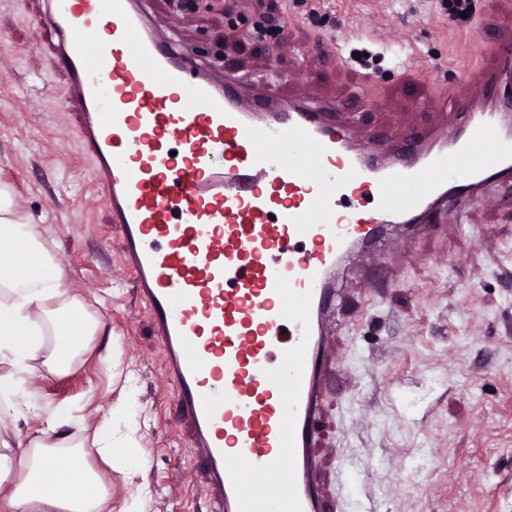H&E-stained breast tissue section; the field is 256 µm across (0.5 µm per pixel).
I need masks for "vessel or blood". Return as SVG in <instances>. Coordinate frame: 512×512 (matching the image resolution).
<instances>
[{
	"instance_id": "vessel-or-blood-1",
	"label": "vessel or blood",
	"mask_w": 512,
	"mask_h": 512,
	"mask_svg": "<svg viewBox=\"0 0 512 512\" xmlns=\"http://www.w3.org/2000/svg\"><path fill=\"white\" fill-rule=\"evenodd\" d=\"M75 137L136 276L212 512H327L318 423L336 278L381 224L499 203L512 49L436 94L449 125L367 146L341 103L241 90L148 0H40Z\"/></svg>"
}]
</instances>
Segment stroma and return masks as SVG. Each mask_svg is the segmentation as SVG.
Instances as JSON below:
<instances>
[{"label": "stroma", "instance_id": "stroma-1", "mask_svg": "<svg viewBox=\"0 0 512 512\" xmlns=\"http://www.w3.org/2000/svg\"><path fill=\"white\" fill-rule=\"evenodd\" d=\"M469 21H450L436 0H322L308 17L299 0H202L175 18L173 34L196 57H233L254 86L280 97L342 101L369 141L410 124L436 121L432 94L460 65L485 66L488 48L512 42V0H472ZM39 0H0V182L14 208L37 224L62 270L64 292L50 320L33 327L41 351L24 376L33 398L0 408V439L53 442L45 420L58 412L85 463L133 512H209L203 465L164 376L161 348L134 276L120 265L121 243L96 201L92 162L77 139L74 109L54 104L65 82L49 32L32 22ZM237 25L228 27L226 12ZM268 27L256 39L257 26ZM335 38L359 64L337 68L312 42ZM416 58L413 70L399 66ZM305 71L313 83H296ZM386 103L360 108L364 73ZM432 234L393 231L351 258L350 287L336 341L344 363L332 370L325 450L345 475L341 512H512V199L473 203L437 215ZM401 250H394L397 240ZM391 261L388 278L361 293L367 261ZM80 303L98 328L67 350L58 320ZM115 358H107V347ZM130 402L113 420L112 406ZM133 449L124 471L106 464L97 436L105 425Z\"/></svg>", "mask_w": 512, "mask_h": 512}]
</instances>
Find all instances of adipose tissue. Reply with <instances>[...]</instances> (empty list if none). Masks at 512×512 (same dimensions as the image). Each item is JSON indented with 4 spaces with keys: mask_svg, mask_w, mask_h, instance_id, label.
Returning <instances> with one entry per match:
<instances>
[{
    "mask_svg": "<svg viewBox=\"0 0 512 512\" xmlns=\"http://www.w3.org/2000/svg\"><path fill=\"white\" fill-rule=\"evenodd\" d=\"M4 242L10 249L0 251V267L11 264L18 250L30 258L21 275L22 287L0 277V363L13 367L12 372L0 374V401H9L22 389L20 371L40 351L39 342L30 337L31 326L47 314L49 301L59 296L63 274L36 225L17 214L8 189L0 187V244ZM0 512H112V496L89 468L63 479L46 458L0 501Z\"/></svg>",
    "mask_w": 512,
    "mask_h": 512,
    "instance_id": "obj_1",
    "label": "adipose tissue"
}]
</instances>
